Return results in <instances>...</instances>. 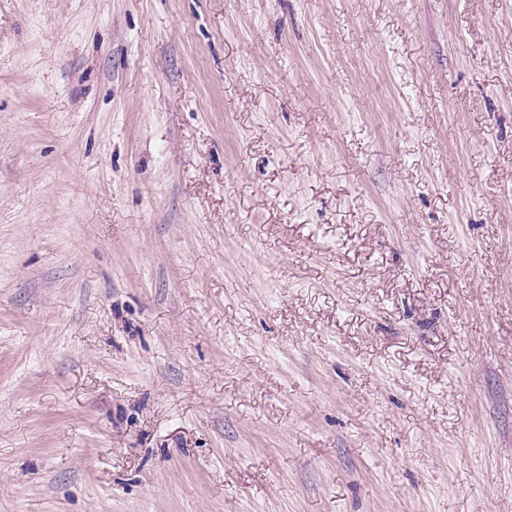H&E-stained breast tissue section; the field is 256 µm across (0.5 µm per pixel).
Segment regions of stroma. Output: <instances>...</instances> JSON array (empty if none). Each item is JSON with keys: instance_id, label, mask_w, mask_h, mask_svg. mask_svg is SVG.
<instances>
[{"instance_id": "obj_1", "label": "stroma", "mask_w": 512, "mask_h": 512, "mask_svg": "<svg viewBox=\"0 0 512 512\" xmlns=\"http://www.w3.org/2000/svg\"><path fill=\"white\" fill-rule=\"evenodd\" d=\"M0 512H512V0H0Z\"/></svg>"}]
</instances>
